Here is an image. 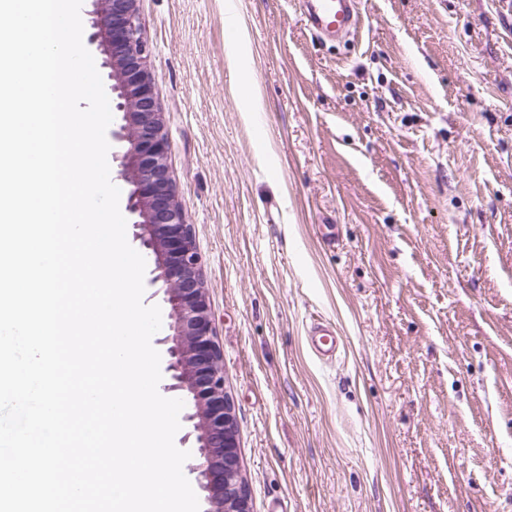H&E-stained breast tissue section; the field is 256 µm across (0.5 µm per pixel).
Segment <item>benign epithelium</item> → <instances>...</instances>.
Masks as SVG:
<instances>
[{
    "label": "benign epithelium",
    "instance_id": "1",
    "mask_svg": "<svg viewBox=\"0 0 512 512\" xmlns=\"http://www.w3.org/2000/svg\"><path fill=\"white\" fill-rule=\"evenodd\" d=\"M90 45L110 69L112 141L121 149V177L130 184L127 211L134 237L155 256L150 283L164 285L168 316L160 342L170 362L167 390L182 395L198 448L191 471L206 512H250L242 476L237 418L207 304V284L192 225L186 223L170 176L163 113L147 69L138 0H90Z\"/></svg>",
    "mask_w": 512,
    "mask_h": 512
}]
</instances>
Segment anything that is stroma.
<instances>
[{"label":"stroma","instance_id":"1","mask_svg":"<svg viewBox=\"0 0 512 512\" xmlns=\"http://www.w3.org/2000/svg\"><path fill=\"white\" fill-rule=\"evenodd\" d=\"M138 8L251 512H512V0ZM307 25L315 33L339 36L355 31L361 21V0H302ZM309 346L311 350L323 360H332L340 347V336L329 326L318 323L309 331Z\"/></svg>","mask_w":512,"mask_h":512}]
</instances>
